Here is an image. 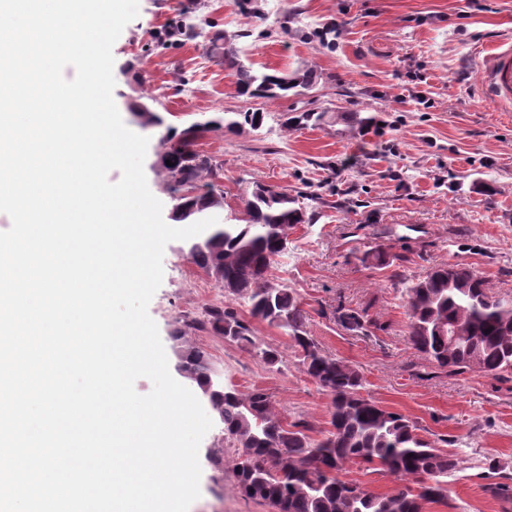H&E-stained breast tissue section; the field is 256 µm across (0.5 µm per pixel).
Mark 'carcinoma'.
I'll return each mask as SVG.
<instances>
[{
    "label": "carcinoma",
    "instance_id": "1",
    "mask_svg": "<svg viewBox=\"0 0 512 512\" xmlns=\"http://www.w3.org/2000/svg\"><path fill=\"white\" fill-rule=\"evenodd\" d=\"M211 55L231 72L240 96L267 101L310 89L317 72L300 66L291 74L254 69L222 30L208 38ZM263 111L226 112L224 118L193 122L183 128L166 123L151 110L146 127H162L158 156L165 187L177 192L171 219L200 221L224 207L223 165L196 149L206 132L241 124L263 126ZM325 113L314 109L281 115L288 129L319 125ZM240 224H215L188 250L189 259L224 282V296L243 298L251 316L288 329L302 353L303 371L329 398L330 428L314 439L301 421L286 422L273 410L271 395L256 388L247 394L215 383L209 357L194 347L177 346L180 374L197 383L224 425V439L235 451L234 483L246 498L275 512H424L425 505L447 498L448 476L463 460L443 453L421 434L417 422L387 410L369 396L354 366L324 351L309 336L296 293L272 282L269 272L288 249V231L310 222L306 208L288 191L253 182L241 193ZM412 347L441 374L470 371L512 373V300L490 290L476 271L460 265L438 266L405 288ZM204 323L238 344L252 345L251 328L227 307H213ZM347 465L370 467L399 481L387 493H374L340 476Z\"/></svg>",
    "mask_w": 512,
    "mask_h": 512
}]
</instances>
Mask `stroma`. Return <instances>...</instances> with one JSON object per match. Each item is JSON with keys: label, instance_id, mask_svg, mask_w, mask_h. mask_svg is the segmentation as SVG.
Returning a JSON list of instances; mask_svg holds the SVG:
<instances>
[{"label": "stroma", "instance_id": "35a3bbf8", "mask_svg": "<svg viewBox=\"0 0 512 512\" xmlns=\"http://www.w3.org/2000/svg\"><path fill=\"white\" fill-rule=\"evenodd\" d=\"M263 16L235 0H139V13L113 45L114 102L124 124L159 146L160 130L143 128L130 100L154 99L168 123L183 126L227 112L263 109L262 129L230 134L214 129L199 151L224 167L226 223L243 208L240 193L262 181L304 198L310 223L289 233L270 278L298 296L310 336L354 365L377 404L418 421L446 452L465 463L448 485L447 500L426 512H512V498L494 496L512 485V375L435 373L409 344L406 284L432 267L463 263L490 289L512 296V112L500 111L479 84L480 65L499 42H512V0H262ZM208 19L236 36L256 67L290 72L315 64L309 92L267 104L237 96L233 79L197 38L166 50L169 21ZM253 30L240 38L242 30ZM317 109L319 126L281 127V113ZM351 113L375 117L359 135L347 132ZM189 243L167 244L163 282L149 304L166 354L171 335L209 355L221 384L243 393L267 389L275 412L327 428L326 395L304 374L287 329L251 319L249 304L226 301L224 284L185 255ZM407 255L400 280L362 264L367 250ZM229 305L248 321L255 343L224 340L213 329L189 328L213 306ZM367 311L372 323L351 330L339 313ZM281 360L264 364L259 351ZM224 430L214 422L199 447L200 496L189 512H270L240 495L223 453ZM496 469H489V462Z\"/></svg>", "mask_w": 512, "mask_h": 512}]
</instances>
